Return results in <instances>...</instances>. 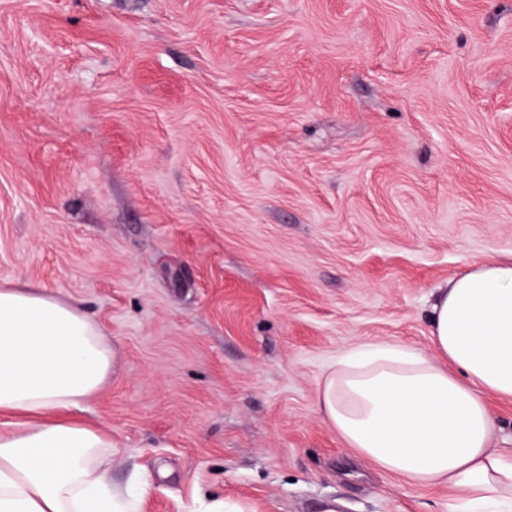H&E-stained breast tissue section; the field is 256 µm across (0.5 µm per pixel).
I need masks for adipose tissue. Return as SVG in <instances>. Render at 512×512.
Returning <instances> with one entry per match:
<instances>
[{"instance_id": "1", "label": "adipose tissue", "mask_w": 512, "mask_h": 512, "mask_svg": "<svg viewBox=\"0 0 512 512\" xmlns=\"http://www.w3.org/2000/svg\"><path fill=\"white\" fill-rule=\"evenodd\" d=\"M433 354L381 344L339 356L318 407L354 453L411 486L445 485L476 512H512V459L488 399L512 398V257L450 278L429 304ZM112 369L96 322L59 295L0 287V512H127L111 433L64 419Z\"/></svg>"}]
</instances>
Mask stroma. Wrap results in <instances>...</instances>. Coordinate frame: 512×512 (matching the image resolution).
<instances>
[{
	"mask_svg": "<svg viewBox=\"0 0 512 512\" xmlns=\"http://www.w3.org/2000/svg\"><path fill=\"white\" fill-rule=\"evenodd\" d=\"M512 253V0H0V285L112 347L136 512H455L321 415Z\"/></svg>",
	"mask_w": 512,
	"mask_h": 512,
	"instance_id": "stroma-1",
	"label": "stroma"
}]
</instances>
